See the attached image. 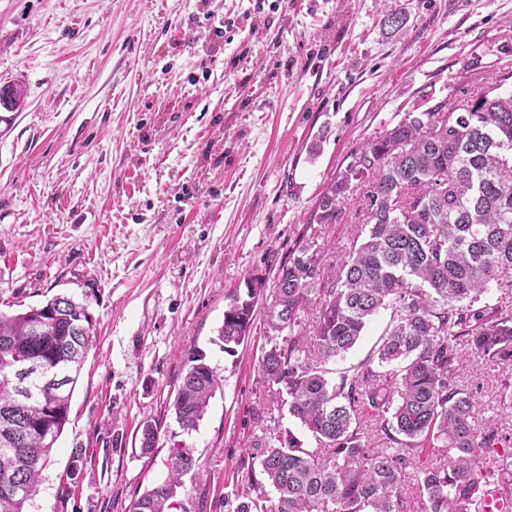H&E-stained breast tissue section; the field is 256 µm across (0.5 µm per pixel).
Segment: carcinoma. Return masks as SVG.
Instances as JSON below:
<instances>
[{"instance_id": "1", "label": "carcinoma", "mask_w": 512, "mask_h": 512, "mask_svg": "<svg viewBox=\"0 0 512 512\" xmlns=\"http://www.w3.org/2000/svg\"><path fill=\"white\" fill-rule=\"evenodd\" d=\"M512 66L481 76L472 112L417 106L349 155L316 198L309 224H338L351 181L364 183L359 233L326 259L301 234L275 266L235 289L217 340L232 355L253 329L251 301L270 293L259 364L269 402L311 434L305 448L280 426L252 440L259 471H248L233 512H484L494 488L512 505V437L475 416V392L460 380L463 352L488 371L512 366V304L486 301L512 291V94L500 87ZM389 323L365 361L332 379L331 361L352 349L380 310ZM85 306L56 295L39 306L0 311V429L18 451L0 447V512H27L42 471L69 420L74 385L92 342ZM22 357L56 374L65 397L20 398L11 362ZM171 404L189 433L203 420L217 372L190 353ZM435 448L430 456L427 449ZM86 450L72 454L79 483ZM167 476L131 512H176L194 455L169 449ZM26 496L11 492L15 484Z\"/></svg>"}]
</instances>
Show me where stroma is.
Listing matches in <instances>:
<instances>
[{"label":"stroma","mask_w":512,"mask_h":512,"mask_svg":"<svg viewBox=\"0 0 512 512\" xmlns=\"http://www.w3.org/2000/svg\"><path fill=\"white\" fill-rule=\"evenodd\" d=\"M509 63L512 0H0V84L26 90L0 121V309L65 294L95 322L31 512H129L179 442L201 469L188 512H232L263 428L266 305L231 356L216 342L229 293L273 276L395 113L475 95L474 76ZM193 351L223 383L186 433L164 409Z\"/></svg>","instance_id":"obj_1"}]
</instances>
